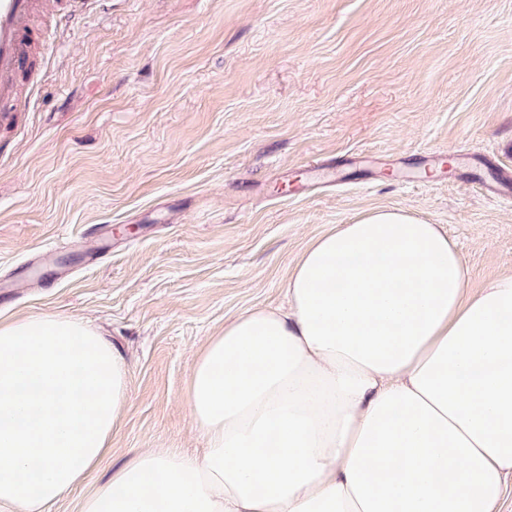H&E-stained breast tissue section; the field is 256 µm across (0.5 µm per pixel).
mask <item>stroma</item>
I'll return each instance as SVG.
<instances>
[{
	"label": "stroma",
	"instance_id": "stroma-1",
	"mask_svg": "<svg viewBox=\"0 0 512 512\" xmlns=\"http://www.w3.org/2000/svg\"><path fill=\"white\" fill-rule=\"evenodd\" d=\"M23 103L0 122V320L60 314L126 358L112 457L203 448L184 386L225 321L283 304L310 240L403 208L453 240L470 288L512 271V0H65L35 23ZM486 161L403 183L353 154ZM66 277L17 297L27 259Z\"/></svg>",
	"mask_w": 512,
	"mask_h": 512
}]
</instances>
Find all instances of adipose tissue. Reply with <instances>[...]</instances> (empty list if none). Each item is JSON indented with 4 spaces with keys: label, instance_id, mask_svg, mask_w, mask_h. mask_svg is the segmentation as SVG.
Segmentation results:
<instances>
[{
    "label": "adipose tissue",
    "instance_id": "1",
    "mask_svg": "<svg viewBox=\"0 0 512 512\" xmlns=\"http://www.w3.org/2000/svg\"><path fill=\"white\" fill-rule=\"evenodd\" d=\"M286 307L225 323L185 387L204 448H144L80 512H494L512 477V273L477 291L407 210L311 240ZM124 356L88 323L0 322V512L112 454Z\"/></svg>",
    "mask_w": 512,
    "mask_h": 512
}]
</instances>
